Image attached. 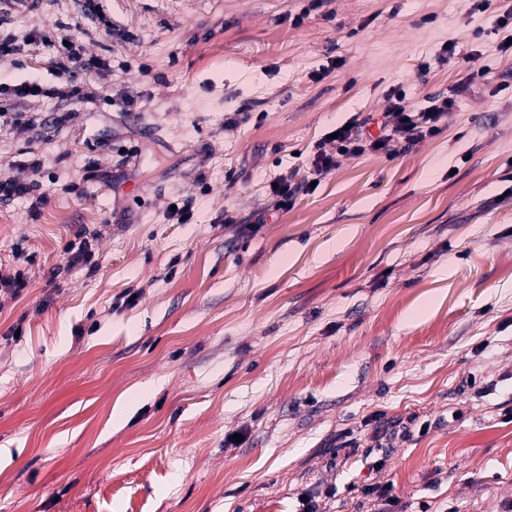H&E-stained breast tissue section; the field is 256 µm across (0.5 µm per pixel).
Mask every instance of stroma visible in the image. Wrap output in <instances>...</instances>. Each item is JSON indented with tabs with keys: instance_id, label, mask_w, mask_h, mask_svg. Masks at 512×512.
Masks as SVG:
<instances>
[{
	"instance_id": "obj_1",
	"label": "stroma",
	"mask_w": 512,
	"mask_h": 512,
	"mask_svg": "<svg viewBox=\"0 0 512 512\" xmlns=\"http://www.w3.org/2000/svg\"><path fill=\"white\" fill-rule=\"evenodd\" d=\"M95 2V23L82 0L8 10L21 52L0 77L52 94L0 95V110L75 118L0 127V179H29L30 147L55 176L42 206L0 202V267L29 275L0 292V512H295L304 494L376 512L366 483L392 485L407 512H502L512 53L491 15L512 0ZM65 37L110 63L80 103L55 94ZM451 40L461 56L438 63ZM469 75L439 136L342 158L257 224L270 185L310 180L336 125L384 111L393 88L422 108ZM104 139L135 148L124 178L80 182L85 162L116 165ZM189 195L183 223L170 207ZM81 232L96 272L57 252ZM412 417L427 433H399Z\"/></svg>"
}]
</instances>
